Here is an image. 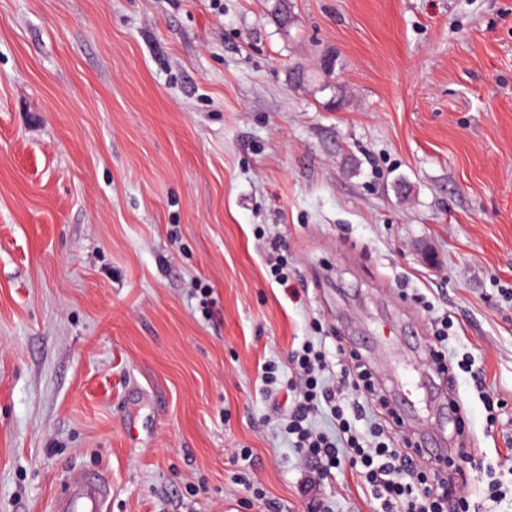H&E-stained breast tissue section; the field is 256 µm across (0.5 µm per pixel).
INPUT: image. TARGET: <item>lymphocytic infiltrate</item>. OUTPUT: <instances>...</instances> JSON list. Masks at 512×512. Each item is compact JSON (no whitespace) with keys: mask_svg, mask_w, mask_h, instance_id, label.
Here are the masks:
<instances>
[{"mask_svg":"<svg viewBox=\"0 0 512 512\" xmlns=\"http://www.w3.org/2000/svg\"><path fill=\"white\" fill-rule=\"evenodd\" d=\"M288 368L291 376L285 381L276 362L265 363L262 381L286 392L284 431L302 460L312 465L311 486L348 467L378 500L379 512H474L470 489L482 480L489 500L506 499L503 481L485 480L486 469L476 460L464 466L422 460L398 419L359 429L377 390L358 352L340 344L331 358L324 346L307 340L291 350ZM319 413L331 417L333 431L313 428L312 419Z\"/></svg>","mask_w":512,"mask_h":512,"instance_id":"lymphocytic-infiltrate-1","label":"lymphocytic infiltrate"}]
</instances>
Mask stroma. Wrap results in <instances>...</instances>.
Masks as SVG:
<instances>
[{
  "mask_svg": "<svg viewBox=\"0 0 512 512\" xmlns=\"http://www.w3.org/2000/svg\"><path fill=\"white\" fill-rule=\"evenodd\" d=\"M444 315L480 372L447 443L500 468L512 0H289L284 27L268 0H0V512H50L74 467L112 512H312L262 365L321 332L421 372ZM322 493L379 508L347 471ZM268 252L266 258L268 262L271 277L281 286L287 287L289 282L288 276V257L283 254L280 242L272 240L268 242Z\"/></svg>",
  "mask_w": 512,
  "mask_h": 512,
  "instance_id": "obj_1",
  "label": "stroma"
}]
</instances>
